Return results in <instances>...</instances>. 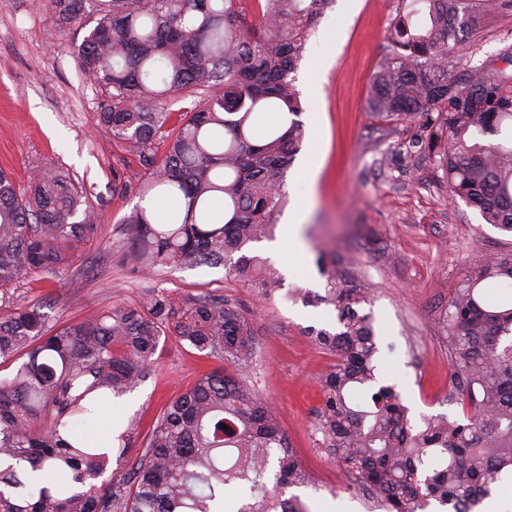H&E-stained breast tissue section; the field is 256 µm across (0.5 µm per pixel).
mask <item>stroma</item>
I'll list each match as a JSON object with an SVG mask.
<instances>
[{"instance_id":"35a3bbf8","label":"stroma","mask_w":512,"mask_h":512,"mask_svg":"<svg viewBox=\"0 0 512 512\" xmlns=\"http://www.w3.org/2000/svg\"><path fill=\"white\" fill-rule=\"evenodd\" d=\"M412 0H333L319 15L298 63L306 137L286 176L287 224L296 202L308 199L302 238L306 258L278 261L282 279L268 297L229 277L224 267L174 266L130 274L116 260L127 237L123 218L138 195H117L112 175L139 183L143 170L118 149L99 120L100 92L78 68L69 40L47 19L39 0H0V168L27 188L34 171L51 165L69 174L101 215L99 231L57 273L28 276L0 292V311L43 305L50 328L78 322L115 305L136 304L158 289L186 301L222 298L246 317L257 359L250 381L267 399L281 429L314 481L294 488L308 512H372L370 490L319 445L322 406L317 378L335 355L311 330H335L336 312L320 303L326 279L317 251L338 252L354 284L373 288L372 315L383 379L398 385L413 421L463 410L450 396L453 366L440 319L454 288L487 256L512 259V234L486 224L479 209L452 202L427 153L420 128L385 120L369 106L371 78L392 52L388 31ZM457 52L453 75L503 66L512 55V0L492 12L477 0ZM216 360L175 335L162 340L145 380L114 400L115 422L137 420L141 435L110 472L135 465L165 406Z\"/></svg>"}]
</instances>
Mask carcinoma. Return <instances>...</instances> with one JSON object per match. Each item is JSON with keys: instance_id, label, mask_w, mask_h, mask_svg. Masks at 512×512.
<instances>
[{"instance_id": "1", "label": "carcinoma", "mask_w": 512, "mask_h": 512, "mask_svg": "<svg viewBox=\"0 0 512 512\" xmlns=\"http://www.w3.org/2000/svg\"><path fill=\"white\" fill-rule=\"evenodd\" d=\"M257 2L249 21L241 0H41L101 91V123L149 175L133 186L116 174L113 192L163 199L164 221L140 206L124 219L118 262L133 273L223 265L264 295L280 281L256 256L231 257L271 238L286 204L305 136L292 73L326 0ZM415 3L424 10L400 14L389 31L394 52L373 76L371 105L399 124L425 119L421 142L448 196L512 233V70L450 76L451 20L466 15L465 0ZM282 112L294 116L285 129ZM98 227L61 170L41 169L22 192L0 169V291L55 274ZM317 263L320 301L338 323L313 334L337 356L320 379L322 448L385 512H423L432 500L475 512L512 473V297L499 293L512 287V260L479 265L442 317L464 419L418 423L397 384L377 374L373 320L359 311L373 290L338 275L339 256L321 252ZM169 331L220 366L165 408L129 479L99 484L112 454L89 427L100 406L143 381ZM255 354L248 319L210 298L181 304L151 290L55 331L39 305L1 312L0 360L26 361L0 378V512H307L285 497L312 478L247 381Z\"/></svg>"}]
</instances>
